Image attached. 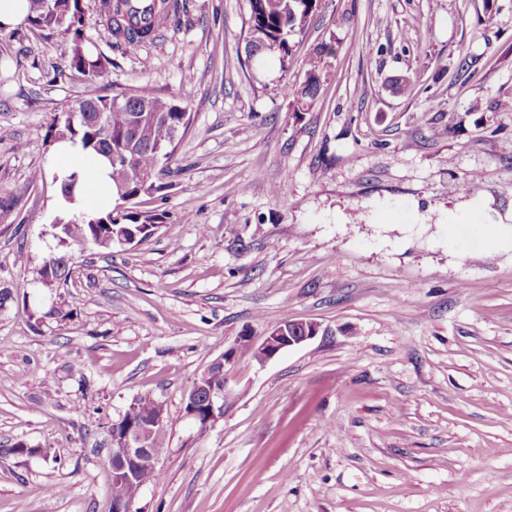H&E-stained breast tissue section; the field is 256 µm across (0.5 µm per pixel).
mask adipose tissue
<instances>
[{
    "mask_svg": "<svg viewBox=\"0 0 512 512\" xmlns=\"http://www.w3.org/2000/svg\"><path fill=\"white\" fill-rule=\"evenodd\" d=\"M53 152L56 159L53 170L58 176L64 177L74 172L78 173L77 191L84 206L112 202L111 183L100 160L86 156L80 146L69 141L55 143Z\"/></svg>",
    "mask_w": 512,
    "mask_h": 512,
    "instance_id": "1",
    "label": "adipose tissue"
}]
</instances>
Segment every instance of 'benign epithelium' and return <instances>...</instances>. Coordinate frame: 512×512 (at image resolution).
<instances>
[{"label": "benign epithelium", "mask_w": 512, "mask_h": 512, "mask_svg": "<svg viewBox=\"0 0 512 512\" xmlns=\"http://www.w3.org/2000/svg\"><path fill=\"white\" fill-rule=\"evenodd\" d=\"M318 332L319 324L315 322L290 319L271 329L260 343L251 345L252 358L263 365L283 349L299 345L317 336ZM234 398L235 393L228 384L216 386L206 371L194 380L186 396L185 415L205 428L224 418V409ZM163 414V408L158 404L149 422L141 426L123 416L112 422L110 454L113 474L128 486V496L113 503L112 512H132L135 498L142 489L135 473L153 459L147 432L155 426H163Z\"/></svg>", "instance_id": "benign-epithelium-1"}]
</instances>
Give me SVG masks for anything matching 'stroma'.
Wrapping results in <instances>:
<instances>
[{
	"label": "stroma",
	"mask_w": 512,
	"mask_h": 512,
	"mask_svg": "<svg viewBox=\"0 0 512 512\" xmlns=\"http://www.w3.org/2000/svg\"><path fill=\"white\" fill-rule=\"evenodd\" d=\"M99 3L92 80L61 32H0V446L44 450L0 461V512H110L109 430L143 396L168 448L136 512H512V0H319L261 64L247 0H180L136 54L100 38ZM323 44L295 113L282 86ZM144 82L190 115L139 203L166 219L73 247L68 286L41 288L53 119ZM52 305L72 319L33 318ZM287 317L317 336L258 364L250 342ZM230 349L237 398L200 427L185 396Z\"/></svg>",
	"instance_id": "obj_1"
}]
</instances>
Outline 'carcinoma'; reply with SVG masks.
Instances as JSON below:
<instances>
[{
	"label": "carcinoma",
	"mask_w": 512,
	"mask_h": 512,
	"mask_svg": "<svg viewBox=\"0 0 512 512\" xmlns=\"http://www.w3.org/2000/svg\"><path fill=\"white\" fill-rule=\"evenodd\" d=\"M317 3L318 0H248V39H257L266 46L260 56L277 55L281 62H286L291 53L290 40L303 32ZM178 12L179 0H149L147 3L144 0H100L96 24L103 38L114 39L124 50L136 52L152 39L160 22L177 16ZM28 22L34 29L63 32L68 41L65 56L70 67L91 78L105 72L108 60L102 55H91L86 47L82 0H56L54 12L44 9L43 0H29ZM329 51L327 46L316 49L303 80L284 85V93L294 104V111L303 112L316 100L321 86V58ZM75 107L84 114L85 124L73 127L66 117L57 116L50 126L51 135L78 142L83 150L100 158L133 146L130 168L125 172L112 169L109 173L113 195L129 198L131 202L122 209L116 206L95 216L87 213L84 223L52 228L58 251L45 257L38 270V275L50 277L47 287L51 289L63 287L70 279L72 246L95 241L97 247L110 249L112 245H105L103 241L112 239L113 231L124 228L134 230L142 242L155 234L164 223L165 214L137 209V200L141 197L138 173L154 172L155 182L169 175V168L161 164L169 155L157 154V144L172 129L187 130L190 121L186 108L157 96L147 82L120 99L88 98L77 102ZM152 410L153 400L141 397L138 407L127 410L125 415L132 420H144ZM149 447L157 458L165 454L164 429L158 427L150 433ZM40 453L41 449L18 441L8 448L0 447V460Z\"/></svg>",
	"instance_id": "obj_1"
}]
</instances>
